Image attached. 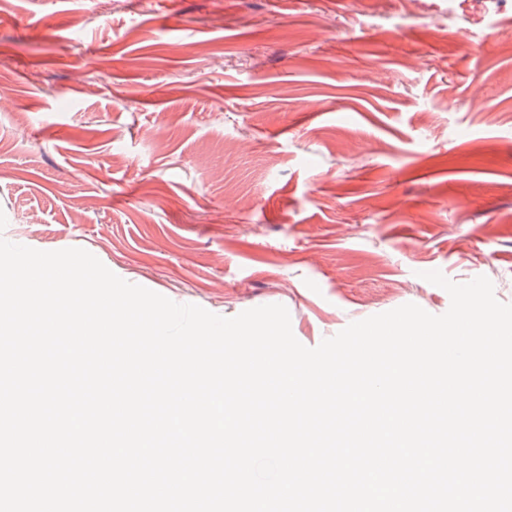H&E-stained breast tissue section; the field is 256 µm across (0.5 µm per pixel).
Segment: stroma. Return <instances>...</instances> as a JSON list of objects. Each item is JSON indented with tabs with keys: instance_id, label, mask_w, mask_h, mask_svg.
<instances>
[{
	"instance_id": "obj_1",
	"label": "stroma",
	"mask_w": 512,
	"mask_h": 512,
	"mask_svg": "<svg viewBox=\"0 0 512 512\" xmlns=\"http://www.w3.org/2000/svg\"><path fill=\"white\" fill-rule=\"evenodd\" d=\"M0 211L179 304L283 305L308 347L444 314L425 271L512 303V13L0 0Z\"/></svg>"
}]
</instances>
